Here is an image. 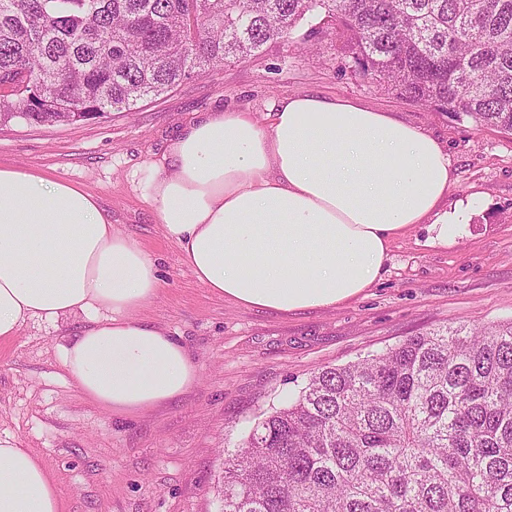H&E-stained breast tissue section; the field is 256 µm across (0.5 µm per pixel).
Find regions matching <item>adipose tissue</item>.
<instances>
[{
  "instance_id": "adipose-tissue-1",
  "label": "adipose tissue",
  "mask_w": 512,
  "mask_h": 512,
  "mask_svg": "<svg viewBox=\"0 0 512 512\" xmlns=\"http://www.w3.org/2000/svg\"><path fill=\"white\" fill-rule=\"evenodd\" d=\"M155 223L219 298L298 312L371 288L396 240L430 224L441 246L467 221L445 211L450 160L422 128L344 98L288 95L270 126L245 112L193 123L137 178ZM154 259L83 185L0 165V339L27 321L85 324L60 346L82 394L115 416L185 395L187 348L140 319L158 296ZM33 449L0 442V512H61Z\"/></svg>"
}]
</instances>
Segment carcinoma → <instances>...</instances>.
I'll list each match as a JSON object with an SVG mask.
<instances>
[{
  "label": "carcinoma",
  "instance_id": "cac0c4a2",
  "mask_svg": "<svg viewBox=\"0 0 512 512\" xmlns=\"http://www.w3.org/2000/svg\"><path fill=\"white\" fill-rule=\"evenodd\" d=\"M309 12L384 89L512 132V0H0V121L130 112ZM223 479V512H512V320L322 369Z\"/></svg>",
  "mask_w": 512,
  "mask_h": 512
}]
</instances>
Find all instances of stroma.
I'll return each mask as SVG.
<instances>
[{"label": "stroma", "mask_w": 512, "mask_h": 512, "mask_svg": "<svg viewBox=\"0 0 512 512\" xmlns=\"http://www.w3.org/2000/svg\"><path fill=\"white\" fill-rule=\"evenodd\" d=\"M296 93L354 100L439 139L451 159L443 208L467 207L458 241L432 243L428 225L396 241L378 282L327 309L280 313L213 296L154 224L134 179L192 123L221 111L269 124ZM85 185L113 224L158 266L162 288L142 310L188 348L198 379L147 413L92 405L65 371L59 346L84 323L35 320L0 340V439L35 449L58 485L63 512H222L224 451L263 414L284 407L309 378L443 326L512 319V134L428 111L345 63L334 30L305 18L287 40L139 102L73 124H0V164Z\"/></svg>", "instance_id": "35a3bbf8"}]
</instances>
